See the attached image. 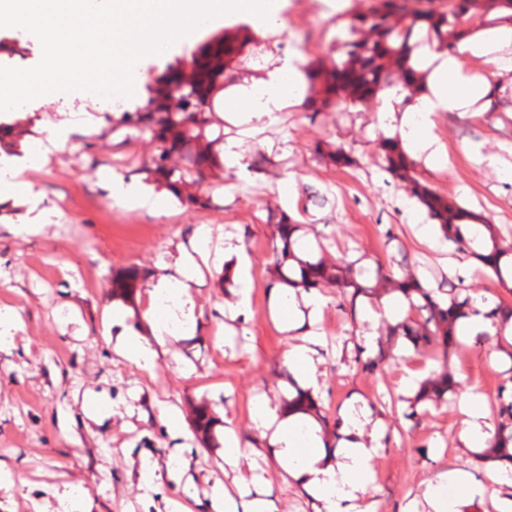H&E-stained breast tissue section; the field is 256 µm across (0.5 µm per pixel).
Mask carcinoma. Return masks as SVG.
I'll return each instance as SVG.
<instances>
[{"mask_svg": "<svg viewBox=\"0 0 512 512\" xmlns=\"http://www.w3.org/2000/svg\"><path fill=\"white\" fill-rule=\"evenodd\" d=\"M340 17L348 19L344 38L339 47L342 59L330 72L313 64H302L300 71L308 81L303 104L306 112L318 113L330 107L364 105L379 92L404 82L410 92L424 87L426 74L415 66L416 57L424 51L454 53L460 37L471 33L470 20L477 18L480 26L493 29L512 26V0H367V4L349 9ZM215 33L198 47L191 56L190 73L184 72L185 62L179 60L153 78L148 85L147 106L141 112H125L121 124L149 131L158 142V152L142 163L140 172L146 180L168 188L184 206L206 209L212 198L203 188L205 172L224 166V156L216 145L224 143V121L215 115L211 92L219 81L231 84L236 80L233 63L247 55L246 48L254 38L246 25ZM317 142L313 154L337 166H349L354 159L341 145ZM382 168L405 189L409 197L426 210L429 218L439 224L443 237L458 253L471 254L489 267L501 284L512 280V249L500 244L493 225L452 197L439 194L427 182L416 176V162L404 151L401 143L391 137H379L377 143ZM174 153L183 155L185 165H169ZM267 221L278 225L280 243L273 248L275 281L269 284L286 285L305 292L336 289L342 302L348 304L347 314L356 320L357 298L367 291L354 275V267L362 261L344 256L334 262L323 258L313 260L298 256L293 235L300 224L286 211L268 215ZM492 229V247L487 254L480 253L484 239L480 227ZM146 274L136 267H127L113 276V287L125 301L133 298L142 287ZM375 287L384 282L394 284L393 290L408 299L420 319L407 317L388 326L393 341L408 343L422 353L442 352L461 345L457 335L458 321L477 312L481 303L483 316L497 326L498 320L509 314L512 306L500 301L491 307L488 298L480 299L462 294L446 273L440 274L437 287L427 288L412 276L395 280L392 271L379 264L375 268ZM356 367L369 374L383 370L385 355L380 353L363 359L354 358ZM455 391V382L448 373L429 379L420 385L410 400L411 415L425 401L440 402L446 394ZM498 393L493 411L498 419L496 438L501 448L512 446V393ZM288 407L305 413L317 409V401L302 391L286 400ZM215 418L206 410L198 411L192 430L200 439H207Z\"/></svg>", "mask_w": 512, "mask_h": 512, "instance_id": "1", "label": "carcinoma"}]
</instances>
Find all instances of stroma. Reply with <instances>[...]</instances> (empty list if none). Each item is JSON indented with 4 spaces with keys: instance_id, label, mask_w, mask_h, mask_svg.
I'll return each instance as SVG.
<instances>
[{
    "instance_id": "obj_1",
    "label": "stroma",
    "mask_w": 512,
    "mask_h": 512,
    "mask_svg": "<svg viewBox=\"0 0 512 512\" xmlns=\"http://www.w3.org/2000/svg\"><path fill=\"white\" fill-rule=\"evenodd\" d=\"M362 0H279L314 16L324 31L322 51L300 53L288 35L283 17L261 25L243 14L226 15L208 24L219 32L238 24L251 25L257 43L239 74V84L261 86L267 73L288 56L332 69L339 52L331 44L342 36L336 16L360 6ZM41 45L30 33L0 28V65L35 66ZM146 94L87 100L53 93L9 112L0 122V147L15 158L49 145L62 121L74 131L65 146L44 166L40 180L30 182L25 196L0 191L5 206L0 216V293L12 294L7 308L17 319L7 343L0 345V466L14 482L0 487V512H33L32 502L47 512H60L53 485L77 487L89 512H172L173 501L190 512H215L213 490L236 492L242 479L224 467V431L259 452L266 478L250 483L252 493L270 512H313L312 501L261 439L249 415L259 397L279 398L287 392L289 373L281 363L288 345L269 298L276 225L271 212L285 210L302 225L301 238L324 248L326 259L363 257L366 266L383 264L396 277L413 274L420 280L438 272L456 273L457 284L469 292L492 291L512 304V289L498 283L467 256L439 251L417 240V225L427 223L425 211L403 190L388 184L376 141L398 137L400 125L384 119L382 99L318 115L303 108L281 112L275 124H237L228 111L224 142L240 159L209 171L205 181L214 205L206 211L184 207L164 187L145 182L138 169L158 150L149 132L127 128L123 111L144 105ZM435 133L453 147L459 168L431 165L418 157L416 172L430 184L448 176L456 197L490 218L506 244L512 245V95L502 96L496 109L485 111L477 124L466 115L441 116ZM130 141L138 163L112 170L123 141ZM320 140L344 146L354 166L339 167L312 153ZM270 158L264 174L252 175L247 162L257 153ZM124 181L162 197L165 206L129 208L112 202L113 181ZM336 195L332 208H318L310 186ZM209 230L212 255L201 268L194 289V330L174 333L158 349L152 371H145L115 352L130 333L150 338L147 290L124 302L112 296V275L135 266L149 278L163 274L181 250L195 244L198 227ZM241 240L253 278L250 309L233 314L229 304L236 290L225 287L224 241ZM55 264L53 279L36 270ZM96 265L100 285L85 288L83 266ZM326 311L334 313L335 332L313 321L320 335L318 352L323 375L317 394L328 422L320 430L325 445L335 447V421L347 418L353 401L366 404L380 418L390 441L375 462L374 512H403L419 485L441 470L455 469L480 479L473 454L460 445L459 404L471 387L496 400L500 386L512 381L497 362L505 342L484 341L471 348L469 365L457 350L447 359L419 356L420 374L449 370L457 386L446 401L417 407L416 420L402 399L400 377L409 363L404 348L386 350V365L374 375L356 371L359 324L343 312L333 289H324ZM220 418L209 445H201L189 423L197 408ZM178 416L179 430H170L168 416ZM157 466L152 484L140 479L143 462Z\"/></svg>"
}]
</instances>
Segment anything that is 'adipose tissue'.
Listing matches in <instances>:
<instances>
[{"label": "adipose tissue", "mask_w": 512, "mask_h": 512, "mask_svg": "<svg viewBox=\"0 0 512 512\" xmlns=\"http://www.w3.org/2000/svg\"><path fill=\"white\" fill-rule=\"evenodd\" d=\"M512 46V27H502L489 36L470 35L458 45L454 54L424 56L423 67L428 72V91L419 97L412 111L403 113L401 127L412 152L427 155L435 164H443V155L435 134L436 118L449 112H471L487 96L500 92L498 77L512 71V58L505 56ZM481 58L487 66L484 75L473 78L463 70L466 56ZM268 94L242 89L237 97L247 108L269 117L302 101L301 82L296 60L282 59L268 73ZM199 281V264L187 251L168 267L167 274L153 280L150 301L171 298L175 301L168 319L154 320L152 341L131 339L119 354L141 368L153 367L158 345L164 344L170 332L169 319L192 321V290ZM325 299L319 294H293L289 299L275 297L274 309L280 314L287 330L301 327L305 318L316 317ZM295 383L303 392L317 391L321 385L320 358L305 342L289 344L283 354ZM462 426L459 441L474 453L492 447L497 423L488 409L486 395L470 389L460 404ZM252 419L262 438L267 439L274 453L292 479L317 501L316 512H368L367 501L375 483V460L384 437L380 420L371 419L369 411L352 419L344 428L343 439L337 445L335 457H327L324 445L315 430L305 429L304 413L285 408L266 398L255 399ZM455 487L448 495L446 487ZM472 501L491 502L495 512H512V461L486 462L479 481L464 480L455 471L438 473L428 484L423 499H410L404 512H460L462 505Z\"/></svg>", "instance_id": "adipose-tissue-1"}]
</instances>
